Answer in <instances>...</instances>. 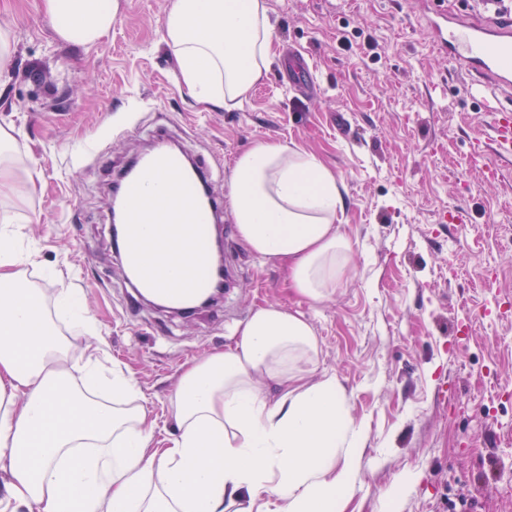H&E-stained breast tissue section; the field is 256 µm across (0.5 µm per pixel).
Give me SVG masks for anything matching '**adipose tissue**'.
<instances>
[{"instance_id": "ef3b65f1", "label": "adipose tissue", "mask_w": 512, "mask_h": 512, "mask_svg": "<svg viewBox=\"0 0 512 512\" xmlns=\"http://www.w3.org/2000/svg\"><path fill=\"white\" fill-rule=\"evenodd\" d=\"M117 0H43L57 38L90 50ZM269 0H168L163 41L195 101L240 107L274 60ZM240 239L278 263L295 293L328 296L352 268L340 232L343 185L312 152L260 142L228 181ZM13 233L0 231V512H343L366 426L336 377L307 376L319 341L309 319L257 307L234 342L185 366L168 397L177 434L152 445L132 378L103 380L97 353L71 364ZM217 446L219 455L208 454Z\"/></svg>"}]
</instances>
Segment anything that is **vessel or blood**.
<instances>
[{
	"mask_svg": "<svg viewBox=\"0 0 512 512\" xmlns=\"http://www.w3.org/2000/svg\"><path fill=\"white\" fill-rule=\"evenodd\" d=\"M421 16L436 52L480 92L512 89V24L472 20L429 0ZM208 172L186 164L166 139L120 182L123 218L114 228L119 256L133 288L162 297L174 306L191 304L212 288L211 224L223 206L219 197L201 199ZM187 258L180 278H172L174 259Z\"/></svg>",
	"mask_w": 512,
	"mask_h": 512,
	"instance_id": "obj_1",
	"label": "vessel or blood"
}]
</instances>
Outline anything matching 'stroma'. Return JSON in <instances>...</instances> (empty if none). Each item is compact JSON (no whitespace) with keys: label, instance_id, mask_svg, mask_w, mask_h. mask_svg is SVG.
<instances>
[{"label":"stroma","instance_id":"35a3bbf8","mask_svg":"<svg viewBox=\"0 0 512 512\" xmlns=\"http://www.w3.org/2000/svg\"><path fill=\"white\" fill-rule=\"evenodd\" d=\"M118 4L109 35L83 52L56 39L42 0H0L15 47L0 126L37 170L0 198V216L33 252L26 279L50 299L75 289L85 306L93 337L55 319L69 360L103 340L161 440L175 430L167 399L185 364L223 349L258 306L302 312L319 339L311 380L336 376L367 426L344 512H448L462 494L479 512H512V391L499 384L512 377V157L468 79L433 51L417 21L426 0H269L274 63L233 111L176 87L166 0ZM293 50L315 66L310 91L288 81ZM161 132L212 167L222 197L234 158L258 142L316 153L346 190L353 272L324 299L298 295L227 209L223 301L187 317L132 302L109 188ZM477 138L497 180L470 162ZM405 472L414 481L387 500Z\"/></svg>","mask_w":512,"mask_h":512}]
</instances>
